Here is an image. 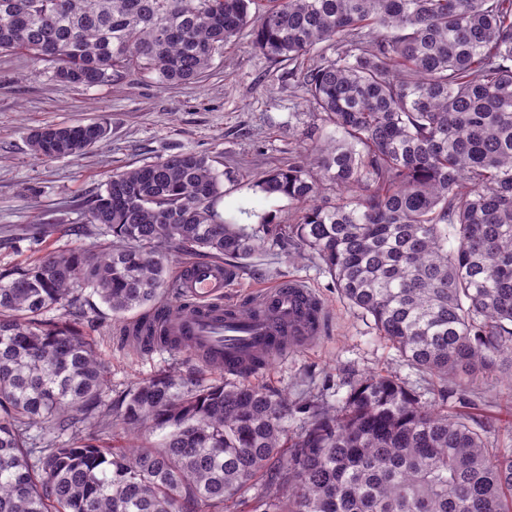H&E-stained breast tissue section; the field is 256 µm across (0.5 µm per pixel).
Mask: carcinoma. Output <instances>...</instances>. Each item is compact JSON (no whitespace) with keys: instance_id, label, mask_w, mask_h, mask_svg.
<instances>
[{"instance_id":"cac0c4a2","label":"carcinoma","mask_w":512,"mask_h":512,"mask_svg":"<svg viewBox=\"0 0 512 512\" xmlns=\"http://www.w3.org/2000/svg\"><path fill=\"white\" fill-rule=\"evenodd\" d=\"M247 28L334 128L255 181L294 222H225L221 174L180 152L107 179L83 228L112 247L1 273L0 512H512V448L473 427V402L448 407V384L512 367V0H0V53L75 87L193 82ZM107 135L47 126L30 146L78 157ZM270 242L317 260L430 398L396 375L335 404L247 374L205 384L196 351L105 402L90 297L143 310L123 333L152 352L171 253L241 261ZM114 413L167 433L118 445Z\"/></svg>"}]
</instances>
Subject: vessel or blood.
<instances>
[{
    "instance_id": "obj_1",
    "label": "vessel or blood",
    "mask_w": 512,
    "mask_h": 512,
    "mask_svg": "<svg viewBox=\"0 0 512 512\" xmlns=\"http://www.w3.org/2000/svg\"><path fill=\"white\" fill-rule=\"evenodd\" d=\"M237 277L235 269L221 263L200 262L184 269L176 289L196 308L163 321L161 333L167 344L201 349L218 370L236 376L253 370V352L281 356L321 340L325 321L312 288L289 280L263 289L250 300L254 315L244 318L239 304L222 300L225 288Z\"/></svg>"
}]
</instances>
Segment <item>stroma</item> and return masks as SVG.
<instances>
[{
	"instance_id": "obj_1",
	"label": "stroma",
	"mask_w": 512,
	"mask_h": 512,
	"mask_svg": "<svg viewBox=\"0 0 512 512\" xmlns=\"http://www.w3.org/2000/svg\"><path fill=\"white\" fill-rule=\"evenodd\" d=\"M288 69L257 51L247 32L225 46L201 81L179 86L123 75L106 85L78 88L54 81L24 56L0 55V272L24 267L47 250L111 245V236L78 231L106 180L114 170L177 152L207 156L218 171L230 173L218 205L225 221L253 229L259 216L270 214L277 222H291L294 208L287 199L265 197L252 185L262 171L298 161L307 133L325 134ZM94 121L107 125L108 136L83 157L33 155V130ZM238 271L242 279L225 289V298L240 300L248 289L297 279L319 295L329 320L316 349L274 358L252 383L293 399L317 391L327 375L340 382L400 372L395 349L377 336L369 317L341 297L314 259L292 263L286 250L269 246ZM94 308L82 329L97 339L113 389L173 362L169 352L143 356L132 343L117 341L121 324L137 320L139 311L119 318L102 302ZM511 375L502 368L453 390L454 397L476 404L488 441L504 447L512 446Z\"/></svg>"
}]
</instances>
